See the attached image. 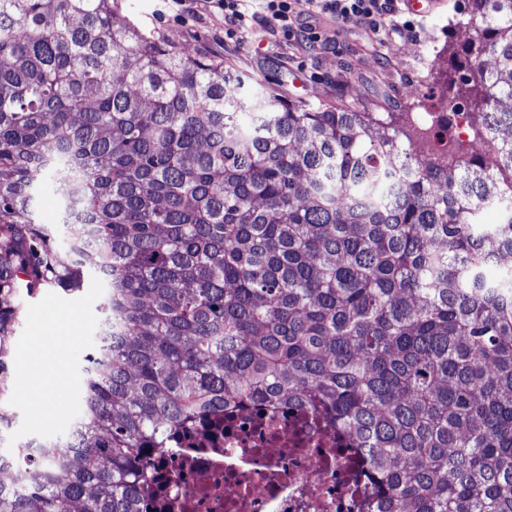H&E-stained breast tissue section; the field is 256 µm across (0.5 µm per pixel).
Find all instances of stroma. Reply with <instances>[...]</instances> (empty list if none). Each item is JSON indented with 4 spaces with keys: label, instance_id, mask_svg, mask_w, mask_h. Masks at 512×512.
Wrapping results in <instances>:
<instances>
[{
    "label": "stroma",
    "instance_id": "1",
    "mask_svg": "<svg viewBox=\"0 0 512 512\" xmlns=\"http://www.w3.org/2000/svg\"><path fill=\"white\" fill-rule=\"evenodd\" d=\"M464 6L465 0H439L429 16L404 13V20L412 21L419 32L411 40L317 17L312 24L323 39L335 43L332 52L261 29L249 41L236 42L225 32L223 15L210 11L206 0H191L185 8L172 0H118L117 18L223 62L225 70L244 78L247 90L264 86L287 103L315 109L388 114L399 125L404 113L437 104L454 53L474 36L473 30L454 24ZM406 84L419 85V94H399ZM103 295L90 277L78 292L44 288L22 297L7 344L8 383L0 392V410L12 419L13 444L33 435H62L79 415L82 367L98 332ZM60 327L69 329L73 339L58 360L49 338ZM32 386L38 389L34 400H22L23 390Z\"/></svg>",
    "mask_w": 512,
    "mask_h": 512
}]
</instances>
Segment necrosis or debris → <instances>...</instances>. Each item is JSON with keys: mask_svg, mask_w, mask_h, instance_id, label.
I'll return each mask as SVG.
<instances>
[{"mask_svg": "<svg viewBox=\"0 0 512 512\" xmlns=\"http://www.w3.org/2000/svg\"><path fill=\"white\" fill-rule=\"evenodd\" d=\"M142 465L148 512H360L374 480L351 437L302 407L225 408Z\"/></svg>", "mask_w": 512, "mask_h": 512, "instance_id": "4bbe7bcc", "label": "necrosis or debris"}]
</instances>
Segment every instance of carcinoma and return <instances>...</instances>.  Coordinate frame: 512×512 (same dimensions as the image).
Segmentation results:
<instances>
[{
    "label": "carcinoma",
    "instance_id": "cac0c4a2",
    "mask_svg": "<svg viewBox=\"0 0 512 512\" xmlns=\"http://www.w3.org/2000/svg\"><path fill=\"white\" fill-rule=\"evenodd\" d=\"M115 15L0 0V335L14 288L106 285L84 409L0 454V512H145L162 422L287 403L356 436L369 512H512V268L486 275L512 258V146L448 169L408 129L249 98ZM467 16L443 104L465 86L487 142L512 135V0Z\"/></svg>",
    "mask_w": 512,
    "mask_h": 512
}]
</instances>
